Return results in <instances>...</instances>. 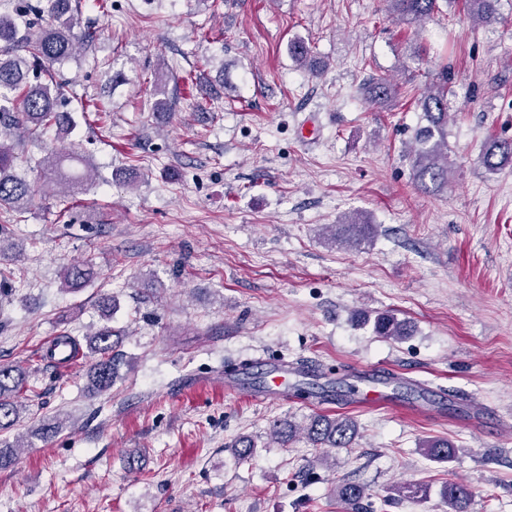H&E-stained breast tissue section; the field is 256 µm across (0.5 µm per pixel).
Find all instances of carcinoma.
I'll return each instance as SVG.
<instances>
[{
	"label": "carcinoma",
	"mask_w": 512,
	"mask_h": 512,
	"mask_svg": "<svg viewBox=\"0 0 512 512\" xmlns=\"http://www.w3.org/2000/svg\"><path fill=\"white\" fill-rule=\"evenodd\" d=\"M461 2L463 11L474 23L492 25L502 19L501 0H448ZM387 12L397 24L413 25L439 9L438 0H386ZM38 12L46 16V25L37 34L30 32L22 11L15 15L0 16V206L22 210L31 202L33 189L22 177L12 172L17 156L15 144L9 141L13 131L38 136L48 128L55 129V138L64 139L67 130L61 126L58 107L64 101L63 87L53 81L55 64L71 58L85 41L93 39L91 33L81 30L78 5L73 0H43ZM451 72L443 67L439 82L417 99L426 125L419 127L414 136L415 147L411 152L415 185L428 192L448 187V85ZM373 101H385L397 95V86L386 76L373 77L367 85ZM77 160L83 165L88 161L62 149H52L38 162L52 175L53 183L68 189L88 181L87 176L71 174L65 165ZM481 164L489 171L512 165V139H490L486 142ZM333 239L341 244L357 245L369 238L374 225L352 216L341 224L332 225ZM93 278L88 265H72L65 270L64 281L79 287ZM374 332L382 337L396 339L406 335L404 324L390 313L374 318ZM116 331L98 330L89 340L90 372L100 391L112 387L118 371V358L113 354ZM26 370L14 364L0 365V433L12 429L23 410L22 399L27 393ZM302 431L312 444L325 449L318 460L325 461L330 450L349 448L357 435L355 421L346 416L316 415L300 429L287 421L278 422L269 430V439L279 442ZM235 455L248 459L256 448L250 436H241L232 445ZM426 454L435 461L446 462L454 455L446 440L426 444ZM335 495L344 507L358 512L362 501L368 497L366 489L355 483L335 487ZM441 497L448 505V512H470L473 493L467 485L448 481L441 490Z\"/></svg>",
	"instance_id": "1"
}]
</instances>
